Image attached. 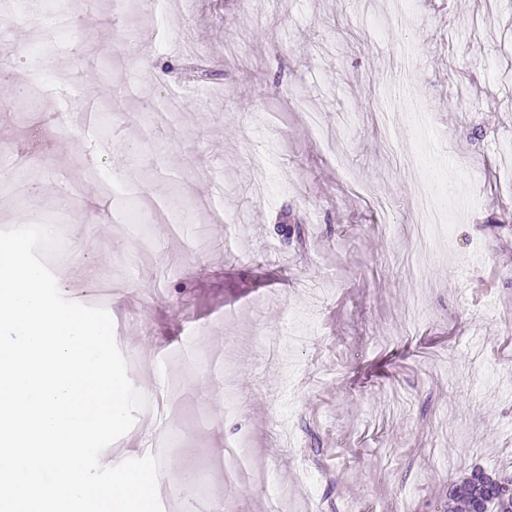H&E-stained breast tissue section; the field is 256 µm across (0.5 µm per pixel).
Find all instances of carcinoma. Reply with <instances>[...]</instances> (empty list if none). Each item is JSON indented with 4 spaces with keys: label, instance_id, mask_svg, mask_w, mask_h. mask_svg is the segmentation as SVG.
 I'll use <instances>...</instances> for the list:
<instances>
[{
    "label": "carcinoma",
    "instance_id": "1",
    "mask_svg": "<svg viewBox=\"0 0 512 512\" xmlns=\"http://www.w3.org/2000/svg\"><path fill=\"white\" fill-rule=\"evenodd\" d=\"M448 499L460 512H512V476L489 474L481 468L450 483Z\"/></svg>",
    "mask_w": 512,
    "mask_h": 512
}]
</instances>
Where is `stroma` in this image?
Listing matches in <instances>:
<instances>
[{
	"label": "stroma",
	"mask_w": 512,
	"mask_h": 512,
	"mask_svg": "<svg viewBox=\"0 0 512 512\" xmlns=\"http://www.w3.org/2000/svg\"><path fill=\"white\" fill-rule=\"evenodd\" d=\"M475 2L417 0L381 38L391 0H141L121 29L112 0H30L71 28L41 45L57 88L31 108L33 36L0 30V230L59 224L61 293L109 312L152 405L106 453L168 441L162 512H272L265 474L288 512H451L472 467L512 475V0L464 27ZM170 95L178 122L150 129L145 101ZM419 142L456 187L452 237L421 269ZM90 168L144 223L114 215ZM243 439L258 478L230 490Z\"/></svg>",
	"instance_id": "obj_1"
}]
</instances>
